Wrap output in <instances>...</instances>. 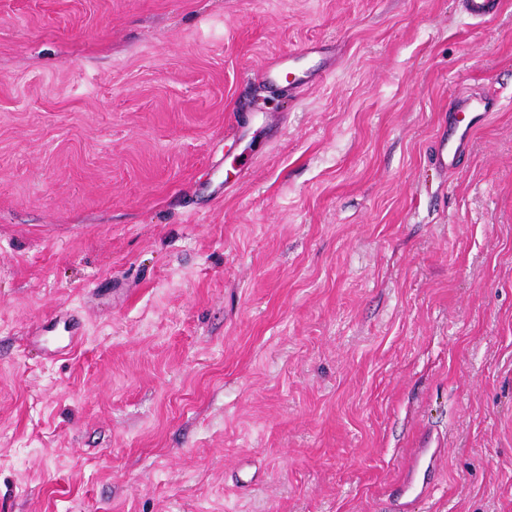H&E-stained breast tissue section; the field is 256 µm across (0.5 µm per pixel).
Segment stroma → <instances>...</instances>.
I'll use <instances>...</instances> for the list:
<instances>
[{
	"mask_svg": "<svg viewBox=\"0 0 512 512\" xmlns=\"http://www.w3.org/2000/svg\"><path fill=\"white\" fill-rule=\"evenodd\" d=\"M426 436L512 512V0H0V512H398ZM324 46L305 45L301 48L291 50L288 54L267 66L264 72L265 81L272 87L288 91V93H298L304 87H309L327 80L336 71V65L324 69H315L307 73L302 80L296 71V63L300 59L311 55L324 53ZM498 108L493 96L466 91L457 94L448 108V123L444 125L435 148V162L443 169L456 168L465 157L471 136Z\"/></svg>",
	"mask_w": 512,
	"mask_h": 512,
	"instance_id": "stroma-1",
	"label": "stroma"
}]
</instances>
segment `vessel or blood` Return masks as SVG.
Segmentation results:
<instances>
[{"label":"vessel or blood","mask_w":512,"mask_h":512,"mask_svg":"<svg viewBox=\"0 0 512 512\" xmlns=\"http://www.w3.org/2000/svg\"><path fill=\"white\" fill-rule=\"evenodd\" d=\"M322 52L321 46L312 44L289 51L267 66L264 79L270 86L294 94L323 82L333 75V68H318L303 77L298 76L296 71L298 60ZM497 108L498 101L493 96L474 91L457 94L448 108V122L437 141L436 163L447 170L456 168L468 151L473 133ZM443 455L442 448L428 441L418 443L416 448L411 449L407 464L394 485L396 499H429L435 489L433 473Z\"/></svg>","instance_id":"1"}]
</instances>
